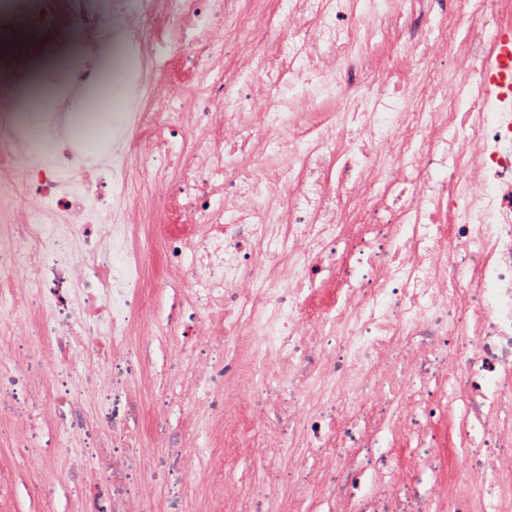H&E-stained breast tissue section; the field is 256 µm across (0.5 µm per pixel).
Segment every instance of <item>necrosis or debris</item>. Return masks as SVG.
Returning a JSON list of instances; mask_svg holds the SVG:
<instances>
[{"mask_svg":"<svg viewBox=\"0 0 512 512\" xmlns=\"http://www.w3.org/2000/svg\"><path fill=\"white\" fill-rule=\"evenodd\" d=\"M394 2L278 0L228 68L241 0H0V19L84 47L35 125L6 104L26 68L0 60V195L24 200L0 205V425L69 449L74 512H231L223 451L245 437L271 469L311 449L331 512H381L417 482L365 473L358 451L379 444L400 462L425 450L443 497L420 512H512L507 21L502 0H462L480 27L467 69L405 112L412 79L359 77L360 27ZM450 12L432 0L402 27L389 67L435 66L421 48L456 44ZM115 30L117 108L95 63ZM175 59L189 83L168 79ZM31 327L35 375L15 349ZM159 343L184 362L175 379ZM119 359L138 375H116ZM160 387L178 421L151 402ZM259 390L265 410L228 417ZM117 395L125 414H90ZM144 446L167 451L168 501L139 492ZM253 41L244 39L240 35L238 27H224V48L225 54L230 62H239L243 56V49Z\"/></svg>","mask_w":512,"mask_h":512,"instance_id":"obj_1","label":"necrosis or debris"}]
</instances>
